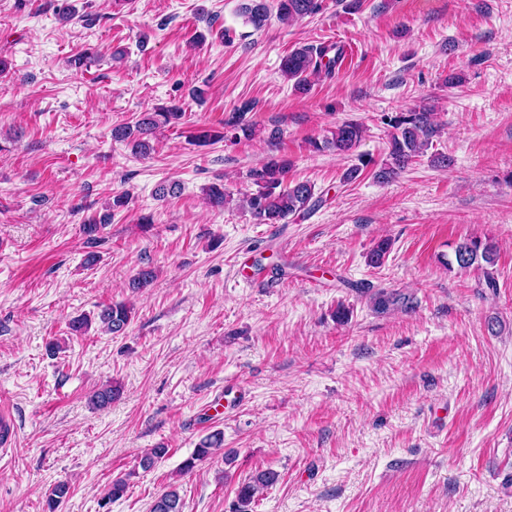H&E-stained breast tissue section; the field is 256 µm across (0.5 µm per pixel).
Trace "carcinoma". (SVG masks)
Wrapping results in <instances>:
<instances>
[{
	"mask_svg": "<svg viewBox=\"0 0 512 512\" xmlns=\"http://www.w3.org/2000/svg\"><path fill=\"white\" fill-rule=\"evenodd\" d=\"M273 8L281 19L294 20L316 14L321 8V3L320 0H245L241 11L249 23L260 29L265 25ZM342 53V48L335 43L302 46L282 59L281 70L288 80L294 81L295 90L307 94L311 90V79L322 75L328 77L335 72V66ZM252 110V102H242L235 108L226 125L242 131L247 136L252 135V127L244 124L245 115ZM181 118L180 107H159L152 112L141 113L132 124L112 128V137L128 141L133 153L145 155L149 151V136L160 127L175 123ZM387 125L391 128L388 158L375 172V178L381 181L393 179L416 158L424 156L436 133L432 112L426 108L397 112L389 117ZM363 134L364 127L361 124L344 122L336 126L331 138L326 140V145L340 154H346L358 145ZM287 174L288 163L275 159L252 170L251 179L255 190L246 196L245 203L256 223L285 224L288 217L304 215L316 206L312 185L298 182L287 186ZM111 218L112 214L106 213L90 219L81 226L82 233L88 241H97L101 230L110 223ZM494 255L493 245H484L477 239L464 241L455 250L456 262L462 269L472 267L480 259L491 264L494 262ZM399 302L400 297L384 290H379L373 295L374 307L382 312ZM132 311L133 305L130 303L114 302L102 307L97 313V319L105 332L119 335L129 326ZM120 393L121 387L112 384L93 392L90 402L96 408H105L118 399ZM222 444V433H210L201 440L194 457L186 461L183 470L192 471L196 467V462L207 459ZM277 479V473L268 470L261 471L249 481L242 483L237 490L235 512H251L256 494L273 485ZM126 489V480L112 481L101 498L100 506H107L122 497ZM69 493L70 483L66 480L57 481L46 496L45 512H57L59 505L68 498ZM182 508L183 503L177 489L170 487L154 501L150 512H182Z\"/></svg>",
	"mask_w": 512,
	"mask_h": 512,
	"instance_id": "obj_1",
	"label": "carcinoma"
}]
</instances>
